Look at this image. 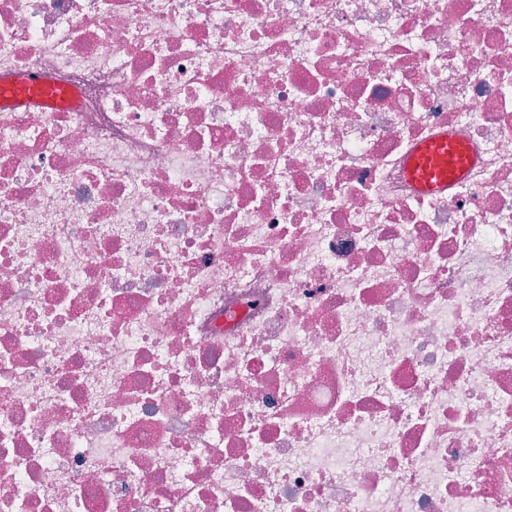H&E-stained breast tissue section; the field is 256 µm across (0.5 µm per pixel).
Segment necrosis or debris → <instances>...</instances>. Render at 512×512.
Listing matches in <instances>:
<instances>
[{
  "instance_id": "4bbe7bcc",
  "label": "necrosis or debris",
  "mask_w": 512,
  "mask_h": 512,
  "mask_svg": "<svg viewBox=\"0 0 512 512\" xmlns=\"http://www.w3.org/2000/svg\"><path fill=\"white\" fill-rule=\"evenodd\" d=\"M25 73L0 512H512V0H0ZM77 96L38 74H21L0 78V111H27L74 107ZM472 159L464 145L441 136L419 143L412 151L407 176L424 193H438L464 178Z\"/></svg>"
}]
</instances>
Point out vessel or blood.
<instances>
[{"mask_svg":"<svg viewBox=\"0 0 512 512\" xmlns=\"http://www.w3.org/2000/svg\"><path fill=\"white\" fill-rule=\"evenodd\" d=\"M77 96L38 74L0 78V111H27L73 107ZM472 164L460 142L441 136L419 143L412 151L406 173L418 189L438 193L464 178Z\"/></svg>","mask_w":512,"mask_h":512,"instance_id":"obj_1","label":"vessel or blood"}]
</instances>
